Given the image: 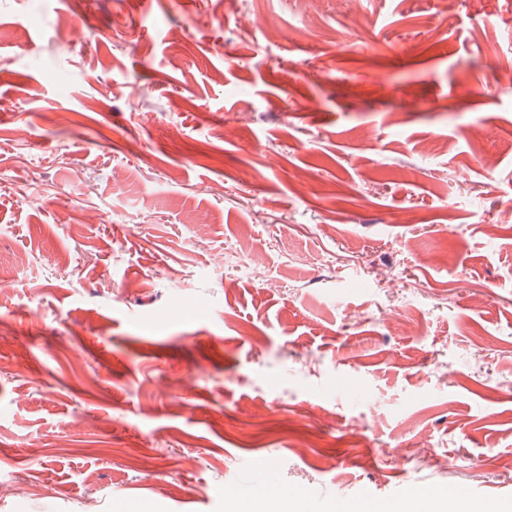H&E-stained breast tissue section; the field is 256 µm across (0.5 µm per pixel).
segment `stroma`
<instances>
[{"label":"stroma","mask_w":512,"mask_h":512,"mask_svg":"<svg viewBox=\"0 0 512 512\" xmlns=\"http://www.w3.org/2000/svg\"><path fill=\"white\" fill-rule=\"evenodd\" d=\"M509 214L511 9L0 0V512H512ZM250 485H254L258 494L270 496L267 498L268 510H259L258 503L253 500H244L241 498H233L230 501L231 512H259L268 511L275 512L281 501L285 499L291 500L296 509L301 510L304 507L302 496L296 491H290L289 494L281 492L282 487L271 480V478L263 471H256L252 474ZM281 492V493H280ZM279 493L278 495H276ZM276 495V496H273Z\"/></svg>","instance_id":"stroma-1"}]
</instances>
